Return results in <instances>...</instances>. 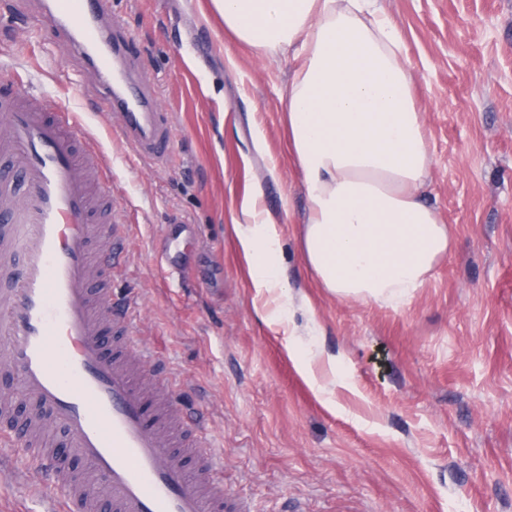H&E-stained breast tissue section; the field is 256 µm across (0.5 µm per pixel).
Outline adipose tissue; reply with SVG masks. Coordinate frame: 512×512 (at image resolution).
<instances>
[{
  "mask_svg": "<svg viewBox=\"0 0 512 512\" xmlns=\"http://www.w3.org/2000/svg\"><path fill=\"white\" fill-rule=\"evenodd\" d=\"M235 39L288 54L290 146L308 202L303 255L339 300L397 305L424 288L451 252L453 225L425 201L431 155L401 56L398 26L380 0H211ZM255 310L285 327L284 349L317 398L314 367L334 356L301 351L278 270L280 232L251 199L236 224Z\"/></svg>",
  "mask_w": 512,
  "mask_h": 512,
  "instance_id": "adipose-tissue-1",
  "label": "adipose tissue"
}]
</instances>
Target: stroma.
I'll list each match as a JSON object with an SVG mask.
<instances>
[{
    "label": "stroma",
    "instance_id": "obj_1",
    "mask_svg": "<svg viewBox=\"0 0 512 512\" xmlns=\"http://www.w3.org/2000/svg\"><path fill=\"white\" fill-rule=\"evenodd\" d=\"M383 6L432 154L426 200L456 229L452 252L399 307L333 298L305 264L287 55L233 41L210 0H112L131 65L172 125L173 161L145 165L109 130L95 69L35 23L36 0H0V94L26 74L82 113L128 226L113 286L134 310L133 339L199 408L243 512H512V0ZM252 192L281 232L301 345L340 357L329 403L254 311L230 219ZM174 219L194 236L167 271L156 252ZM312 314L323 326L313 339ZM0 465V512H44L25 453Z\"/></svg>",
    "mask_w": 512,
    "mask_h": 512
}]
</instances>
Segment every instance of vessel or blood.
Masks as SVG:
<instances>
[{"label": "vessel or blood", "instance_id": "obj_1", "mask_svg": "<svg viewBox=\"0 0 512 512\" xmlns=\"http://www.w3.org/2000/svg\"><path fill=\"white\" fill-rule=\"evenodd\" d=\"M111 0H42L41 25L65 30L102 77L113 130L144 163L166 161L172 127L152 84L128 63L108 20ZM0 374L34 407L15 422L0 406V446L24 448L55 491L47 512H90L103 490L112 512H227L224 482L199 412L169 384L150 396V355L132 340L134 315L116 301L113 259L126 227L98 145L75 113L37 89L0 98ZM86 460L79 482L54 465L48 425Z\"/></svg>", "mask_w": 512, "mask_h": 512}]
</instances>
